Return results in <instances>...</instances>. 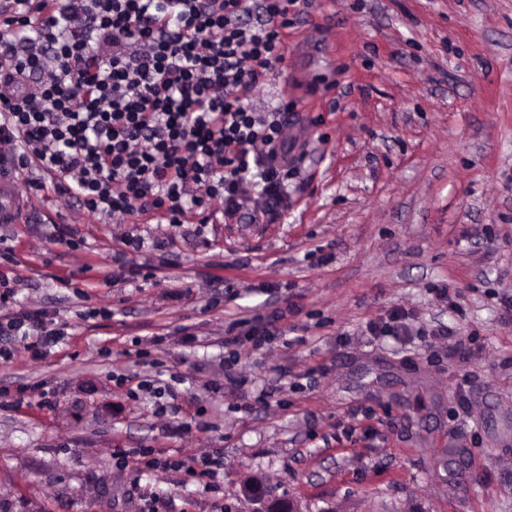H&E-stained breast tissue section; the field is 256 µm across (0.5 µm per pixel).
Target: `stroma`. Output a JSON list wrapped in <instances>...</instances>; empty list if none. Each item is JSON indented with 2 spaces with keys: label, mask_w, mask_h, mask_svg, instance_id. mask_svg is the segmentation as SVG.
<instances>
[{
  "label": "stroma",
  "mask_w": 512,
  "mask_h": 512,
  "mask_svg": "<svg viewBox=\"0 0 512 512\" xmlns=\"http://www.w3.org/2000/svg\"><path fill=\"white\" fill-rule=\"evenodd\" d=\"M288 19L255 92L310 134L278 219L246 193L198 234L47 189L0 224L18 292L0 309L66 326L45 358L11 340L0 361V512H247L249 477L302 512H512V0H300ZM125 236L149 277L113 280ZM395 308L420 335L364 336ZM258 315L268 349H225ZM145 446L224 468L210 489L116 470Z\"/></svg>",
  "instance_id": "stroma-1"
}]
</instances>
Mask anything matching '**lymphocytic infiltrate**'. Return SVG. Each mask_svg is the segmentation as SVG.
Masks as SVG:
<instances>
[{
	"label": "lymphocytic infiltrate",
	"instance_id": "f902f5d3",
	"mask_svg": "<svg viewBox=\"0 0 512 512\" xmlns=\"http://www.w3.org/2000/svg\"><path fill=\"white\" fill-rule=\"evenodd\" d=\"M298 0H0V157L50 176L88 213L238 209L250 187L279 214L295 170L287 100L253 101ZM65 334L40 309L0 318L32 358ZM116 467L215 478L219 452L121 450Z\"/></svg>",
	"mask_w": 512,
	"mask_h": 512
}]
</instances>
